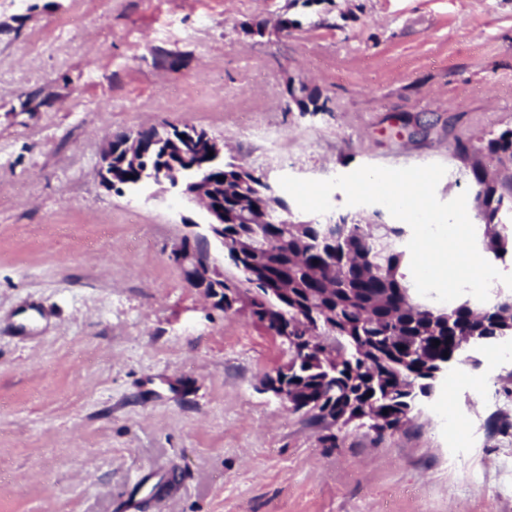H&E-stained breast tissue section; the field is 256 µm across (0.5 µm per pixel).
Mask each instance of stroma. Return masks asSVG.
<instances>
[{
	"label": "stroma",
	"instance_id": "35a3bbf8",
	"mask_svg": "<svg viewBox=\"0 0 512 512\" xmlns=\"http://www.w3.org/2000/svg\"><path fill=\"white\" fill-rule=\"evenodd\" d=\"M161 124L274 182L439 163L452 200L457 143L512 129V0H0V512H512V347L381 435L291 411L286 345L171 258L204 210L100 183Z\"/></svg>",
	"mask_w": 512,
	"mask_h": 512
}]
</instances>
